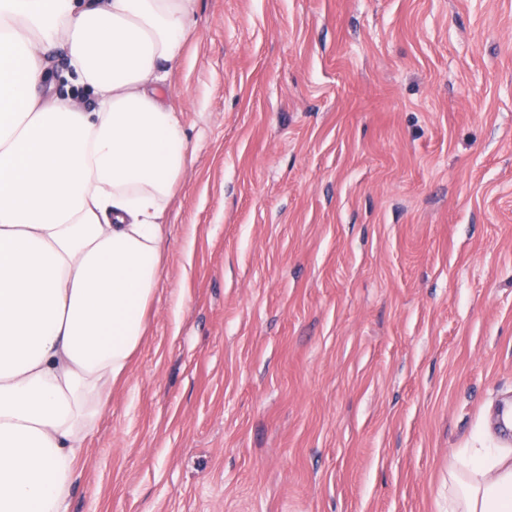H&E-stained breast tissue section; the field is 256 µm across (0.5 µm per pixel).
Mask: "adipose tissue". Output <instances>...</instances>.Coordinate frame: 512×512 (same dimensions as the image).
<instances>
[{"label":"adipose tissue","mask_w":512,"mask_h":512,"mask_svg":"<svg viewBox=\"0 0 512 512\" xmlns=\"http://www.w3.org/2000/svg\"><path fill=\"white\" fill-rule=\"evenodd\" d=\"M197 0H0V512H67L145 335L189 156L160 95ZM84 107L49 81L54 51ZM448 512H512V448H462Z\"/></svg>","instance_id":"1"}]
</instances>
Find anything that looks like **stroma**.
<instances>
[{
  "instance_id": "obj_1",
  "label": "stroma",
  "mask_w": 512,
  "mask_h": 512,
  "mask_svg": "<svg viewBox=\"0 0 512 512\" xmlns=\"http://www.w3.org/2000/svg\"><path fill=\"white\" fill-rule=\"evenodd\" d=\"M161 283L68 512H448L512 402V0H198Z\"/></svg>"
}]
</instances>
